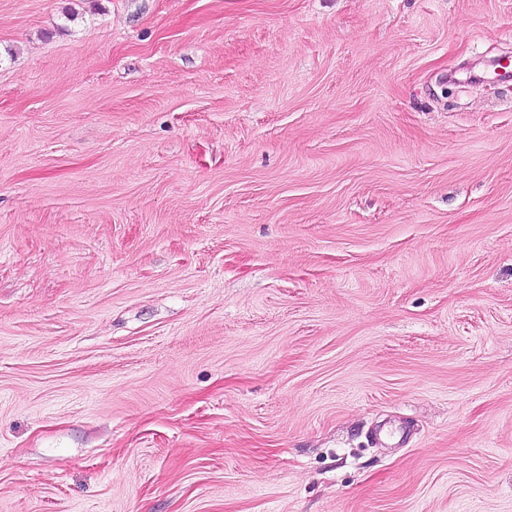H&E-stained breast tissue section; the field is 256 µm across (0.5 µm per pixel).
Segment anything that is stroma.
<instances>
[{
    "mask_svg": "<svg viewBox=\"0 0 512 512\" xmlns=\"http://www.w3.org/2000/svg\"><path fill=\"white\" fill-rule=\"evenodd\" d=\"M512 0H0V512H512Z\"/></svg>",
    "mask_w": 512,
    "mask_h": 512,
    "instance_id": "1",
    "label": "stroma"
}]
</instances>
